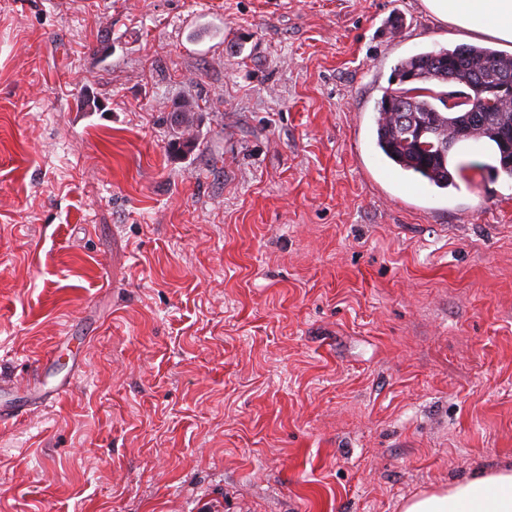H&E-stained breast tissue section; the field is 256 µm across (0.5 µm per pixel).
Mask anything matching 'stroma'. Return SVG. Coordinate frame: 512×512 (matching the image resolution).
<instances>
[{
  "mask_svg": "<svg viewBox=\"0 0 512 512\" xmlns=\"http://www.w3.org/2000/svg\"><path fill=\"white\" fill-rule=\"evenodd\" d=\"M422 0H0V512H401L512 462V179L387 166ZM194 121L178 151L176 108ZM70 344H60V337ZM71 383V380L68 382H61L52 390L46 391L43 388V376L39 368L36 374L29 380L27 391L30 395L41 398L45 400V403H48L55 400L62 393L66 392Z\"/></svg>",
  "mask_w": 512,
  "mask_h": 512,
  "instance_id": "1",
  "label": "stroma"
}]
</instances>
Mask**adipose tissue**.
Returning <instances> with one entry per match:
<instances>
[{
  "label": "adipose tissue",
  "mask_w": 512,
  "mask_h": 512,
  "mask_svg": "<svg viewBox=\"0 0 512 512\" xmlns=\"http://www.w3.org/2000/svg\"><path fill=\"white\" fill-rule=\"evenodd\" d=\"M443 23L512 46V0H423ZM403 512H512V462L478 471L445 490L410 499Z\"/></svg>",
  "instance_id": "obj_1"
}]
</instances>
